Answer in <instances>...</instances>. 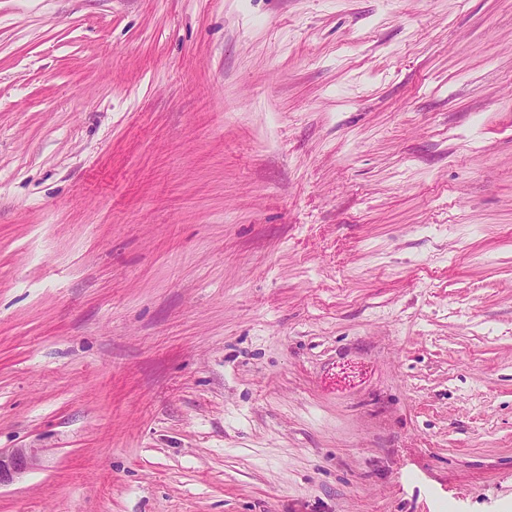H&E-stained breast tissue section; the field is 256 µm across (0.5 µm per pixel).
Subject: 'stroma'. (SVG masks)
<instances>
[{"label": "stroma", "instance_id": "obj_1", "mask_svg": "<svg viewBox=\"0 0 512 512\" xmlns=\"http://www.w3.org/2000/svg\"><path fill=\"white\" fill-rule=\"evenodd\" d=\"M0 512H512V0H0ZM36 462L37 452L33 448H16L7 454L0 451V488L34 468Z\"/></svg>", "mask_w": 512, "mask_h": 512}]
</instances>
